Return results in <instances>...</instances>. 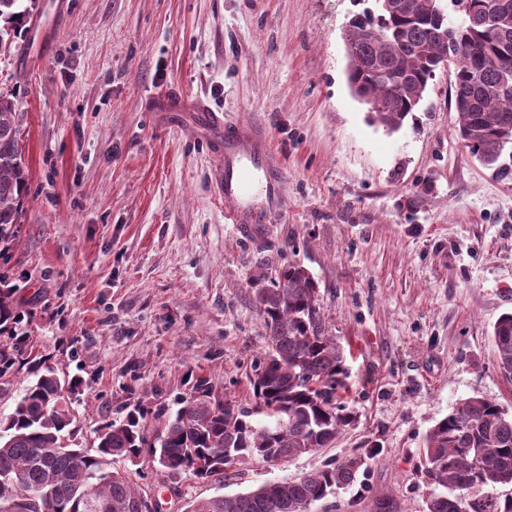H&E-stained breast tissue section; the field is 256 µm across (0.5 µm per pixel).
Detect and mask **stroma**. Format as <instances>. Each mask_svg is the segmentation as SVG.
Masks as SVG:
<instances>
[{
	"instance_id": "35a3bbf8",
	"label": "stroma",
	"mask_w": 512,
	"mask_h": 512,
	"mask_svg": "<svg viewBox=\"0 0 512 512\" xmlns=\"http://www.w3.org/2000/svg\"><path fill=\"white\" fill-rule=\"evenodd\" d=\"M375 0H33L0 91L26 114L30 189L0 246L35 354L83 381L84 441L119 402L176 411L195 379L252 406L266 351L253 291L294 264L344 351L354 417L326 448L200 482L139 466L161 512L376 449L326 512H423L430 428L473 395L512 410L489 333L512 311V175L457 141L437 71L399 131L350 90L346 26ZM175 86L225 122L261 120L284 160L268 224L224 221L186 120L146 104Z\"/></svg>"
}]
</instances>
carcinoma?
<instances>
[{"label": "carcinoma", "mask_w": 512, "mask_h": 512, "mask_svg": "<svg viewBox=\"0 0 512 512\" xmlns=\"http://www.w3.org/2000/svg\"><path fill=\"white\" fill-rule=\"evenodd\" d=\"M24 0H0V54L11 30L29 15ZM441 0H379L377 13L357 14L345 30L349 84L358 96L382 104L374 123L399 129L423 99L429 80L448 59L456 135L472 157L493 166L512 147V0H452L466 22L454 23ZM455 30L460 49L448 57L439 32ZM14 100L0 92V241L21 223L28 191L22 122ZM0 268V398L9 396L22 370L34 376L13 411L0 416V512H89L87 491L102 512H139L143 494L127 472L107 465L120 458L166 473L206 481L235 463L285 461L326 447L353 421L339 403L348 371L328 334L318 289L307 270L287 265L272 285L255 289L264 314L267 351L253 368V406L244 408L196 380L173 415L132 406L124 418L78 441L72 401L83 381L25 351L29 336ZM496 364L512 377V312L493 326ZM273 419L270 425L253 416ZM363 455L334 462L290 481L266 482L246 493L193 499L187 512H308L336 489L356 482ZM421 475L431 488L425 512H512V412L481 396L456 403L426 435Z\"/></svg>", "instance_id": "1"}]
</instances>
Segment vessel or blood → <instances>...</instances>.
Returning a JSON list of instances; mask_svg holds the SVG:
<instances>
[{"label": "vessel or blood", "instance_id": "obj_1", "mask_svg": "<svg viewBox=\"0 0 512 512\" xmlns=\"http://www.w3.org/2000/svg\"><path fill=\"white\" fill-rule=\"evenodd\" d=\"M147 101L159 112L192 115L217 159L214 189L224 204L227 223L266 224L280 211L284 166L265 125L242 122L225 126L223 113L212 110L203 99L185 97L173 88L150 93Z\"/></svg>", "mask_w": 512, "mask_h": 512}]
</instances>
